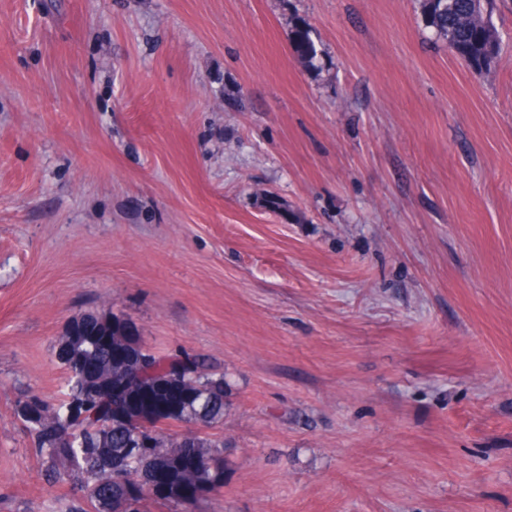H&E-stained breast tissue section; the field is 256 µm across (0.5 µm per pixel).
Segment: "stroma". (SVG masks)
Masks as SVG:
<instances>
[{
  "instance_id": "stroma-1",
  "label": "stroma",
  "mask_w": 512,
  "mask_h": 512,
  "mask_svg": "<svg viewBox=\"0 0 512 512\" xmlns=\"http://www.w3.org/2000/svg\"><path fill=\"white\" fill-rule=\"evenodd\" d=\"M322 69L293 57L296 21ZM0 0V512H68L15 413L110 302L231 386L186 512H512V8ZM493 1L420 0L425 27L476 74L490 71L499 55Z\"/></svg>"
}]
</instances>
